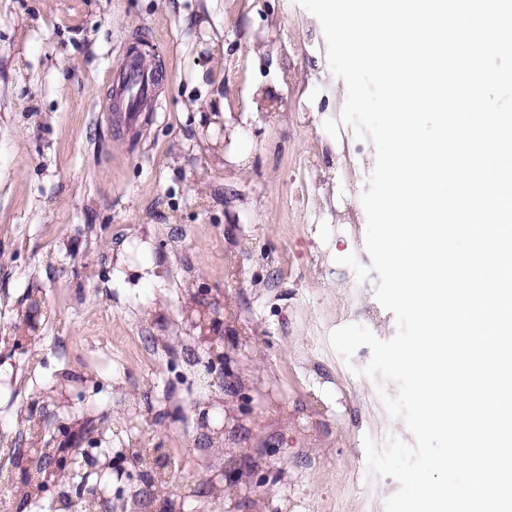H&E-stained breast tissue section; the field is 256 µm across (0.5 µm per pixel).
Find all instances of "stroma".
I'll use <instances>...</instances> for the list:
<instances>
[{
  "mask_svg": "<svg viewBox=\"0 0 512 512\" xmlns=\"http://www.w3.org/2000/svg\"><path fill=\"white\" fill-rule=\"evenodd\" d=\"M140 40L154 45L162 81L135 135L107 106ZM285 47L298 70L287 88ZM230 55L237 67L225 66ZM251 91L308 108L258 106ZM346 96L319 21L296 0H0V333L29 292L45 301L34 352L0 363V473L12 469L4 449L26 433L19 412L63 383L72 406H48L49 423L88 412L113 449L152 439L179 464L183 512H224L199 488L225 457L254 475L234 512H257L261 497L284 510L306 500L315 512H384L399 485L369 472L364 439L414 438L359 373L369 347L346 361L328 341L351 323L382 340L396 332L374 280L337 262L350 253L371 262L361 195L374 147L348 125L335 138L324 129ZM217 98L226 121L248 131L213 162L202 146L218 127L195 115ZM175 234L178 251L167 247ZM118 253L131 271L161 265L162 281L117 283ZM188 265L224 291L238 379L222 397L247 412L225 420L220 456L198 442L193 403L207 392L192 338L180 334L169 352L138 340L144 320L164 335L181 322Z\"/></svg>",
  "mask_w": 512,
  "mask_h": 512,
  "instance_id": "stroma-1",
  "label": "stroma"
}]
</instances>
